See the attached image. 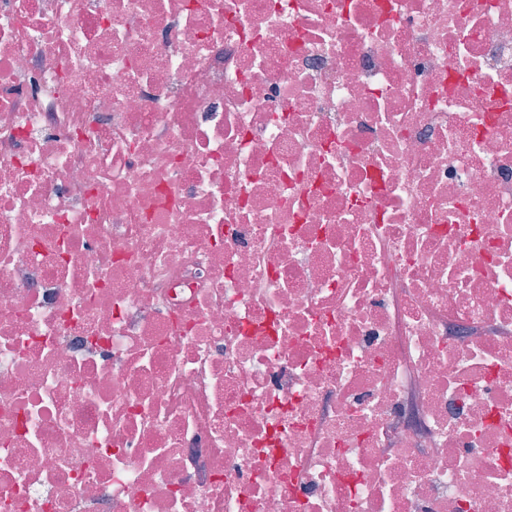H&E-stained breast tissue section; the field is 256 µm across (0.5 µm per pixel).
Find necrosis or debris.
Wrapping results in <instances>:
<instances>
[{
  "label": "necrosis or debris",
  "mask_w": 512,
  "mask_h": 512,
  "mask_svg": "<svg viewBox=\"0 0 512 512\" xmlns=\"http://www.w3.org/2000/svg\"><path fill=\"white\" fill-rule=\"evenodd\" d=\"M0 512H512V0H0Z\"/></svg>",
  "instance_id": "obj_1"
}]
</instances>
